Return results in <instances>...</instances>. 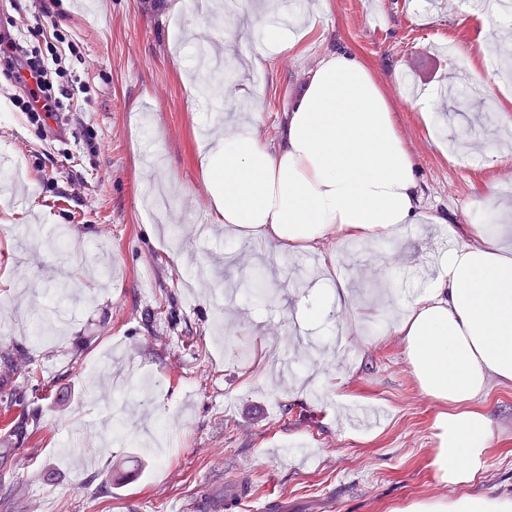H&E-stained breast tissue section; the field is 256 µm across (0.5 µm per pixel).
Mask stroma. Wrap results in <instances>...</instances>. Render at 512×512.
<instances>
[{
	"label": "stroma",
	"mask_w": 512,
	"mask_h": 512,
	"mask_svg": "<svg viewBox=\"0 0 512 512\" xmlns=\"http://www.w3.org/2000/svg\"><path fill=\"white\" fill-rule=\"evenodd\" d=\"M463 0H329L296 47L261 73L246 60L262 32L235 29L187 0H0V29L49 56L59 36L66 133L53 138L0 95V352L30 353L46 395L18 442L20 410L0 409V512H209L247 479L251 512H398L447 495L431 461L441 406L420 391L400 337L387 335L421 291L444 235L404 225L382 242L347 243V307L301 330L314 268L299 255L225 238L201 165L204 136L256 91L254 132L272 141L321 48L346 45L372 64L414 154L423 201L449 223L492 211L485 183L512 202V172L490 156L512 140L497 113L461 133L471 154L439 148L415 100L450 73L485 71L452 49L478 40ZM261 276L267 295L238 292ZM165 311L153 318L157 302ZM200 337L205 352L178 346ZM494 421L487 465L466 487L512 496V384L476 401ZM80 442V455L65 449Z\"/></svg>",
	"instance_id": "1"
}]
</instances>
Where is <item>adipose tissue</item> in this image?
Instances as JSON below:
<instances>
[{
  "mask_svg": "<svg viewBox=\"0 0 512 512\" xmlns=\"http://www.w3.org/2000/svg\"><path fill=\"white\" fill-rule=\"evenodd\" d=\"M250 19L264 41L252 69L295 47L279 0H260ZM202 165L225 236L294 255L317 251L325 269L346 242L389 240L406 224L446 225L448 251L391 330L421 392L443 406L432 466L450 492L401 512H512V497L465 491L495 438L491 417L473 403L491 383H512V225L496 218L463 230L425 208L393 103L364 59L346 46L324 48L274 141L232 122L210 137Z\"/></svg>",
  "mask_w": 512,
  "mask_h": 512,
  "instance_id": "1",
  "label": "adipose tissue"
}]
</instances>
